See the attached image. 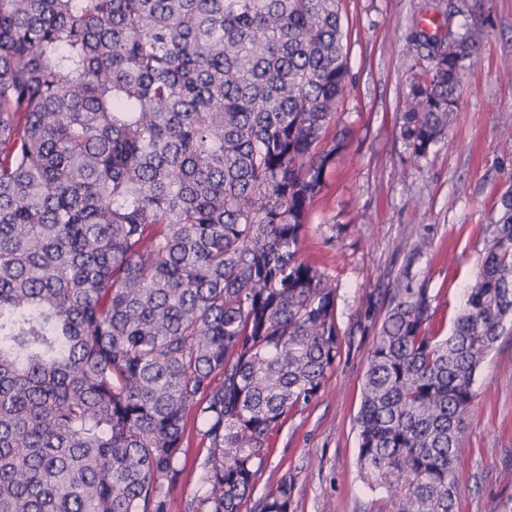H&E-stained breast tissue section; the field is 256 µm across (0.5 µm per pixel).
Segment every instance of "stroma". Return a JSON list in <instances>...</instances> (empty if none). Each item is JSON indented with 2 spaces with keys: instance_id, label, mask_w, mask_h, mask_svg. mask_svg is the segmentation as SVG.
Listing matches in <instances>:
<instances>
[{
  "instance_id": "stroma-1",
  "label": "stroma",
  "mask_w": 512,
  "mask_h": 512,
  "mask_svg": "<svg viewBox=\"0 0 512 512\" xmlns=\"http://www.w3.org/2000/svg\"><path fill=\"white\" fill-rule=\"evenodd\" d=\"M342 14L350 85L333 126L346 130L347 149L311 207L300 252L336 283L341 352L318 397L289 412L273 436L243 512H260L284 479L293 484L290 512H380L383 493L359 476L355 416L388 290L408 268L434 296L438 325L450 330L478 270L483 228L499 219V200L512 191V140L500 127L512 113V82L501 76L512 66V0H343ZM435 20L457 33L480 23L486 36L464 63L446 135L415 161L397 117L425 66L411 33ZM412 239L428 243L413 259L405 249ZM186 446L170 512H184L198 488L194 461L206 449L195 429ZM456 478L455 512H512V334L476 378Z\"/></svg>"
}]
</instances>
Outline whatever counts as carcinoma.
<instances>
[{"label":"carcinoma","mask_w":512,"mask_h":512,"mask_svg":"<svg viewBox=\"0 0 512 512\" xmlns=\"http://www.w3.org/2000/svg\"><path fill=\"white\" fill-rule=\"evenodd\" d=\"M474 24L417 31L399 134L448 130ZM341 0H0V512H241L289 410L340 353L336 284L299 258L345 147ZM451 334L396 277L358 466L392 512H454L475 377L512 330V192ZM282 480L260 512H290ZM187 456L183 458L182 465L185 464L186 471L182 477L181 482L173 491L170 499V512H184V507L187 501L196 493L198 489L200 470L193 466L195 458L204 456L206 453L205 444L197 436L195 429L191 424L188 425L186 432Z\"/></svg>","instance_id":"obj_1"}]
</instances>
